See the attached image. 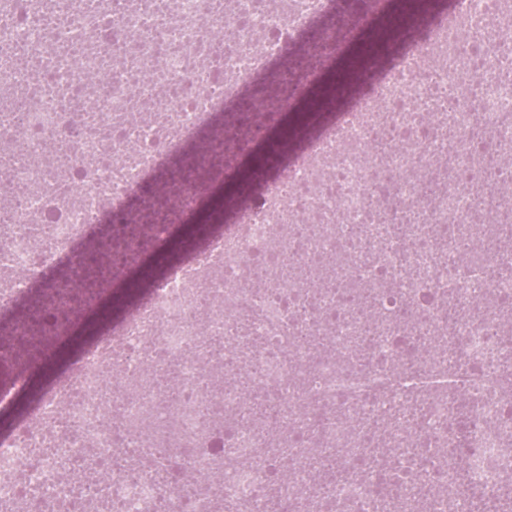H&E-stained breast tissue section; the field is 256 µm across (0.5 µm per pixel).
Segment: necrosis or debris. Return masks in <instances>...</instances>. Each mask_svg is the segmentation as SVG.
I'll return each mask as SVG.
<instances>
[{
  "mask_svg": "<svg viewBox=\"0 0 512 512\" xmlns=\"http://www.w3.org/2000/svg\"><path fill=\"white\" fill-rule=\"evenodd\" d=\"M334 0H0V309ZM0 433V512H473L512 473V0H452ZM467 456V480L454 458ZM289 464L288 481L278 478ZM218 474L203 487L187 475Z\"/></svg>",
  "mask_w": 512,
  "mask_h": 512,
  "instance_id": "obj_1",
  "label": "necrosis or debris"
}]
</instances>
